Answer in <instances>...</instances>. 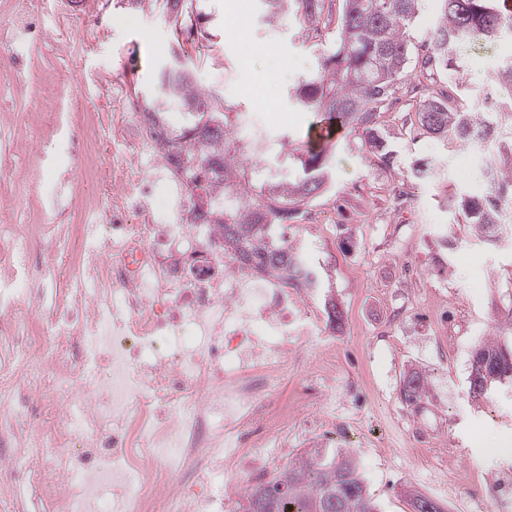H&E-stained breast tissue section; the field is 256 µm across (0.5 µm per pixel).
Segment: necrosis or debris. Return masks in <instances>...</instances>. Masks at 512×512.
<instances>
[{"mask_svg": "<svg viewBox=\"0 0 512 512\" xmlns=\"http://www.w3.org/2000/svg\"><path fill=\"white\" fill-rule=\"evenodd\" d=\"M132 110L111 196L76 224L0 223V512H224L287 453L288 363L316 335L296 291L191 224L190 183Z\"/></svg>", "mask_w": 512, "mask_h": 512, "instance_id": "necrosis-or-debris-1", "label": "necrosis or debris"}]
</instances>
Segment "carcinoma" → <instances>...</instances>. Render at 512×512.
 Returning <instances> with one entry per match:
<instances>
[{"mask_svg": "<svg viewBox=\"0 0 512 512\" xmlns=\"http://www.w3.org/2000/svg\"><path fill=\"white\" fill-rule=\"evenodd\" d=\"M196 0H165L164 9L179 35L195 34L196 23L206 14ZM421 0H343L337 26L336 50L321 60L315 72L295 88L296 103L329 115L361 131L370 152L383 164L391 161L385 142L378 135V120L389 111L395 94L412 96L432 67L459 73L464 49L477 42L494 43L512 38V10L505 0H441L439 14L429 29L427 54L413 58L410 29L420 11ZM266 13L278 19L287 13L305 26H329L332 13H324L325 0H263ZM171 97L179 100L185 124L176 125L169 112L149 105L147 119L168 129L161 141L166 159L173 160L193 180L190 210L201 224H220L224 249H233L256 271L278 272L286 283L308 279L302 254L285 246L288 222L301 207L317 196L329 179V144L303 150L296 156L298 172L283 183L271 179L252 185L257 170L241 160L247 145L233 148L235 122L231 110L218 98L193 86L187 70L174 67L161 73ZM490 83L501 90L500 112L512 115V62L493 72ZM415 117L422 134L443 143L469 144L490 136L499 112L477 117L465 100L459 84L448 90H427L415 101ZM505 146L487 156L486 166L497 176L494 189L482 199L462 194L448 202V209L461 212L488 241L504 222L505 206L512 203V164ZM239 188L241 200L220 208L215 196ZM208 199L209 207L197 206L195 193ZM470 393L484 397L494 387H512V345L498 341L480 343L472 353ZM424 393V379L411 373L401 396L409 405ZM244 512H378L356 461L347 454L327 457L312 449L266 483L249 487L244 494Z\"/></svg>", "mask_w": 512, "mask_h": 512, "instance_id": "carcinoma-1", "label": "carcinoma"}]
</instances>
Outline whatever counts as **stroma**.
<instances>
[{"mask_svg":"<svg viewBox=\"0 0 512 512\" xmlns=\"http://www.w3.org/2000/svg\"><path fill=\"white\" fill-rule=\"evenodd\" d=\"M44 25L25 45L24 62L0 72V200L18 223L40 224L56 197V178L71 165L62 131H29L45 112L63 123L93 119L111 143L125 103L164 99L161 71L182 61L196 88L231 107L237 126L252 125L272 147L270 162L291 178L289 152L305 140L314 112L292 91L336 45L333 28L303 29L293 18L268 20L260 0H205L212 40L177 42L160 8L132 14L117 0H39ZM275 50H268V42ZM512 57V42L466 50V89L485 97L491 74ZM119 84L118 94L80 91L82 75ZM405 102L382 117L394 150L379 164L359 134L347 130L331 151L327 189L309 204L328 210L326 224H292L288 240L327 272L344 315L326 330L336 346V435L299 423L288 459L313 448L351 455L381 512H412L421 492L445 512H471L476 497L497 492L512 512V488L496 473L512 470V389L470 394L472 352L481 341H512L501 319L512 308V223L486 244L475 225L448 210L447 196L488 195L493 186L471 171L472 146L411 138ZM431 168L411 174L414 160ZM324 289L303 295L308 313L325 318ZM418 371L426 390L402 402L405 377Z\"/></svg>","mask_w":512,"mask_h":512,"instance_id":"obj_1","label":"stroma"}]
</instances>
